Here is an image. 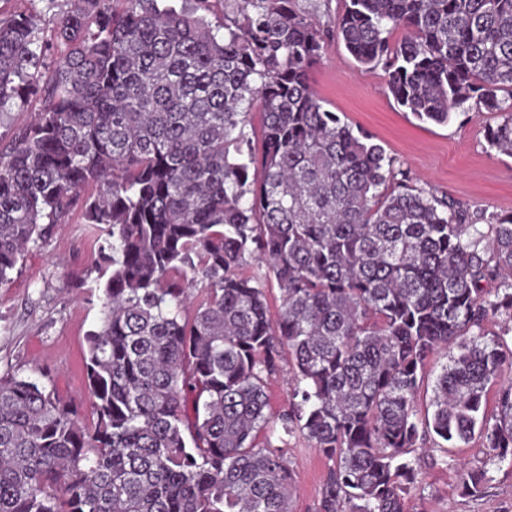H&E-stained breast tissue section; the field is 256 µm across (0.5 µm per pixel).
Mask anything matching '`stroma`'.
I'll return each mask as SVG.
<instances>
[{
  "mask_svg": "<svg viewBox=\"0 0 512 512\" xmlns=\"http://www.w3.org/2000/svg\"><path fill=\"white\" fill-rule=\"evenodd\" d=\"M310 78L327 108L369 133L410 185L473 212H512V157L491 149L484 137L496 115L470 108L445 124L418 121L394 101L383 69H360L332 38ZM96 238L78 215L47 227L29 244L12 282L0 288V376L42 377L85 417L84 353L88 333L100 326ZM283 452L294 477L291 512H318L329 461L296 437ZM414 456L421 475L406 497L409 512H512L510 463L488 465L481 493L462 491V467L483 457L478 444L455 448L435 437Z\"/></svg>",
  "mask_w": 512,
  "mask_h": 512,
  "instance_id": "stroma-1",
  "label": "stroma"
}]
</instances>
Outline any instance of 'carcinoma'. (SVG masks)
Listing matches in <instances>:
<instances>
[{
  "mask_svg": "<svg viewBox=\"0 0 512 512\" xmlns=\"http://www.w3.org/2000/svg\"><path fill=\"white\" fill-rule=\"evenodd\" d=\"M35 1L0 13V288L75 213L105 281L92 420L0 376V512H289L290 437L333 463L319 512H407L408 454L432 434L512 463V349L484 329L512 319V214L396 180L310 81L331 36L420 121L496 114L486 141L512 156V0H344L331 32L292 0ZM483 478L465 471L463 490ZM449 349L447 350V354L445 352H441L438 354L428 365L426 369V376L424 385L422 386L420 397L418 400L419 408L421 409V414L427 410V406L429 404V398L432 394L431 385L436 377V375L441 371L442 366H444L448 362ZM292 386L289 382L288 363L281 364V370L272 376L267 384L269 395V411L274 415L288 407V400Z\"/></svg>",
  "mask_w": 512,
  "mask_h": 512,
  "instance_id": "carcinoma-1",
  "label": "carcinoma"
}]
</instances>
